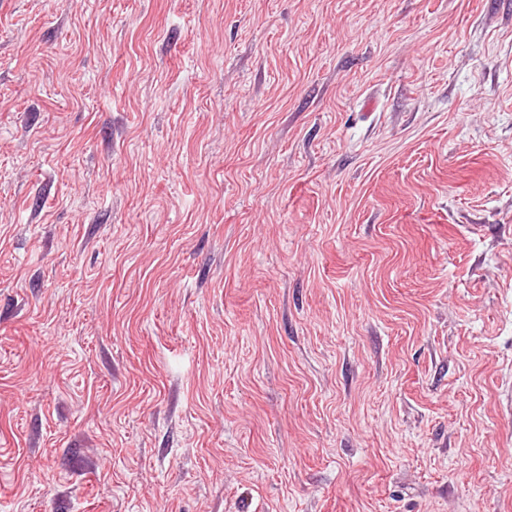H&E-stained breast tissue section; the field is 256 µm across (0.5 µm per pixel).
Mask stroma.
Instances as JSON below:
<instances>
[{
  "mask_svg": "<svg viewBox=\"0 0 512 512\" xmlns=\"http://www.w3.org/2000/svg\"><path fill=\"white\" fill-rule=\"evenodd\" d=\"M0 512H512V0H0Z\"/></svg>",
  "mask_w": 512,
  "mask_h": 512,
  "instance_id": "obj_1",
  "label": "stroma"
}]
</instances>
